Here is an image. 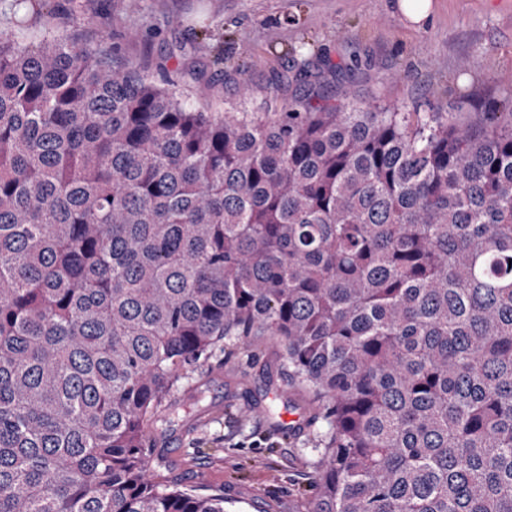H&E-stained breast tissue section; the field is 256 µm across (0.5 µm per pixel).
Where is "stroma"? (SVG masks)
Returning <instances> with one entry per match:
<instances>
[{"label":"stroma","mask_w":512,"mask_h":512,"mask_svg":"<svg viewBox=\"0 0 512 512\" xmlns=\"http://www.w3.org/2000/svg\"><path fill=\"white\" fill-rule=\"evenodd\" d=\"M399 0H53L51 13L0 0V31L51 23L118 45L133 62L172 71L211 111L249 92H294L302 63L326 94L405 112H447L464 129L512 99V0H432L416 25ZM300 16V25L286 23ZM272 340L218 343L182 375L146 427L153 471L199 495L251 498L252 512H308L319 434Z\"/></svg>","instance_id":"stroma-1"}]
</instances>
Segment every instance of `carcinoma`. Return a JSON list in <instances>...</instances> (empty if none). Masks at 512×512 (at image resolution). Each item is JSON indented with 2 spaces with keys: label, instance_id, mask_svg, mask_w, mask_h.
<instances>
[{
  "label": "carcinoma",
  "instance_id": "1",
  "mask_svg": "<svg viewBox=\"0 0 512 512\" xmlns=\"http://www.w3.org/2000/svg\"><path fill=\"white\" fill-rule=\"evenodd\" d=\"M275 340L309 512H512V104L247 95L0 32V512H228L155 480L179 372Z\"/></svg>",
  "mask_w": 512,
  "mask_h": 512
}]
</instances>
